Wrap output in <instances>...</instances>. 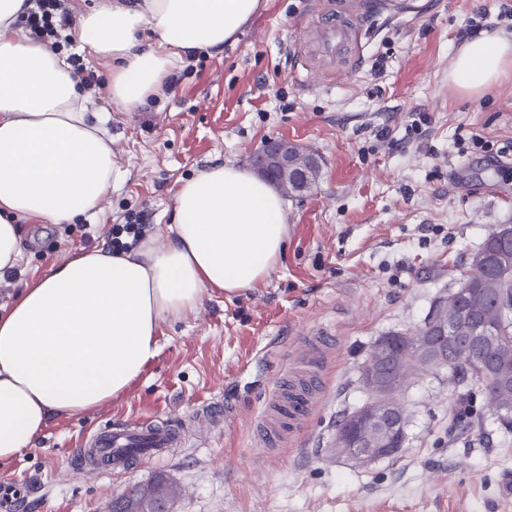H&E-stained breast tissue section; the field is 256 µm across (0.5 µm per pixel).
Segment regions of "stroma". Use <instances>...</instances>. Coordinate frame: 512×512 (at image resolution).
Masks as SVG:
<instances>
[{
  "label": "stroma",
  "instance_id": "1",
  "mask_svg": "<svg viewBox=\"0 0 512 512\" xmlns=\"http://www.w3.org/2000/svg\"><path fill=\"white\" fill-rule=\"evenodd\" d=\"M349 0L362 36L321 80L299 68L326 0H261L223 49L177 59L173 90L101 113L119 175L95 214L68 224L20 219L17 277L0 307L50 265L102 248L125 212H145L149 239L170 241L175 188L201 170L248 162L270 138L315 154L319 177L288 199V246L258 288L206 296L189 319L163 324L156 358L127 394L74 417L50 416L30 449L0 463V482L36 486L27 512H105L130 485L161 475L178 484L174 512H512V431L484 399L482 432L448 435L447 371L411 380L400 401L407 436L396 459L359 466L331 449L336 425L361 407L360 374L379 337L412 332L455 287L491 225H512V75L468 97L448 83L462 31L512 37V0ZM329 339L315 369L309 337ZM318 379L300 431L258 440L266 399L283 379ZM224 402L208 437L120 474L77 464L90 431L116 419L176 415Z\"/></svg>",
  "mask_w": 512,
  "mask_h": 512
}]
</instances>
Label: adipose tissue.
<instances>
[{
    "label": "adipose tissue",
    "mask_w": 512,
    "mask_h": 512,
    "mask_svg": "<svg viewBox=\"0 0 512 512\" xmlns=\"http://www.w3.org/2000/svg\"><path fill=\"white\" fill-rule=\"evenodd\" d=\"M27 0H0V274L21 258L17 218L67 224L94 214L118 174L102 117L63 58L21 23ZM259 0H100L73 32L112 60L109 93L147 103L175 60L233 39ZM512 72V39L485 34L457 51L448 80L479 96ZM169 245L82 250L50 266L0 312V462L28 450L49 415L76 416L125 394L158 352L163 322L194 316L211 290L264 283L288 243L272 184L226 163L180 183Z\"/></svg>",
    "instance_id": "1"
}]
</instances>
